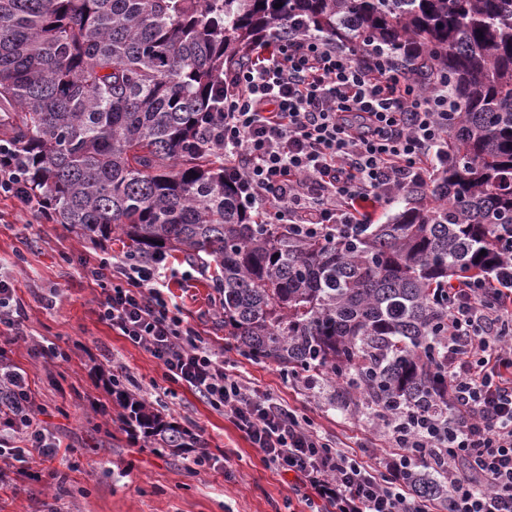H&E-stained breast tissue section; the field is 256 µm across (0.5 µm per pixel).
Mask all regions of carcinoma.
I'll use <instances>...</instances> for the list:
<instances>
[{
  "label": "carcinoma",
  "instance_id": "obj_1",
  "mask_svg": "<svg viewBox=\"0 0 512 512\" xmlns=\"http://www.w3.org/2000/svg\"><path fill=\"white\" fill-rule=\"evenodd\" d=\"M293 17L383 47L426 88L445 76L456 105L428 192L355 239L252 222L209 140L224 81ZM0 112L57 223L117 233L134 259L210 256L230 345L339 388L333 408L444 395L436 287L512 263V0H0ZM112 393L127 432L189 447L190 429ZM415 489L445 492L429 469Z\"/></svg>",
  "mask_w": 512,
  "mask_h": 512
}]
</instances>
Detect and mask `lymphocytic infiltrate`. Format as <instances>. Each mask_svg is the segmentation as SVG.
<instances>
[{"label": "lymphocytic infiltrate", "mask_w": 512, "mask_h": 512, "mask_svg": "<svg viewBox=\"0 0 512 512\" xmlns=\"http://www.w3.org/2000/svg\"><path fill=\"white\" fill-rule=\"evenodd\" d=\"M224 92L210 130L225 173L251 204H267L297 237L363 234L370 204L429 186L447 141L448 84L422 90L398 58L353 46L292 21L288 34L260 38ZM0 198L43 213L16 152L0 138ZM101 289L98 315L147 351L168 381L223 412L263 456L291 476L321 512H512V289L467 277L437 289L448 400L365 417L384 443L374 461L329 444L302 411L246 384L185 321L162 288L163 267L102 257L84 267ZM25 371L0 359V476L37 479L33 461L67 464L43 421ZM433 468L444 499L416 494Z\"/></svg>", "instance_id": "obj_1"}]
</instances>
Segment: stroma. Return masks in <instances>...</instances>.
<instances>
[{"label": "stroma", "instance_id": "obj_1", "mask_svg": "<svg viewBox=\"0 0 512 512\" xmlns=\"http://www.w3.org/2000/svg\"><path fill=\"white\" fill-rule=\"evenodd\" d=\"M123 251L119 239L98 244L68 225L0 199V280L10 283L23 303L28 334L27 341L7 347L6 357L27 372L55 440L73 465L62 485L46 476L17 491L14 476L0 478V512H39L42 502L58 494L70 512H310L288 478L268 469L223 413L166 381L149 353L99 321L100 289L85 279L83 263ZM167 261L176 271L167 296L207 342L223 349L243 379L300 407L332 441L376 444L362 414L329 408L330 389H307L277 364L227 349L224 325L215 314L213 279L192 275L183 253L169 252ZM51 288L59 296L48 309L41 296ZM36 344L55 346L58 358L35 355ZM116 371L125 375L126 391L188 427L199 448L210 453L211 464L189 472L198 448L173 454L147 447L142 436L126 432L121 409L105 384Z\"/></svg>", "mask_w": 512, "mask_h": 512}]
</instances>
